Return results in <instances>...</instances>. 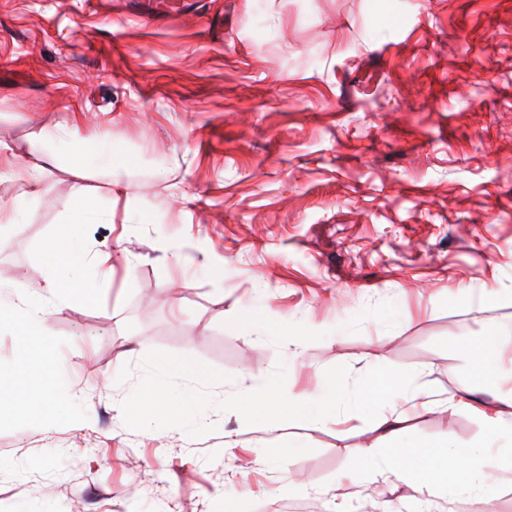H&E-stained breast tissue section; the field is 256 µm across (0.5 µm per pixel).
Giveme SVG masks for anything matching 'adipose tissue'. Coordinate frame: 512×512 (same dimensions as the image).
I'll return each instance as SVG.
<instances>
[{
    "instance_id": "1",
    "label": "adipose tissue",
    "mask_w": 512,
    "mask_h": 512,
    "mask_svg": "<svg viewBox=\"0 0 512 512\" xmlns=\"http://www.w3.org/2000/svg\"><path fill=\"white\" fill-rule=\"evenodd\" d=\"M114 155L110 139L102 138L86 150H70L67 156L57 157L56 163L74 175L85 171L112 166ZM111 211L102 209L97 197L84 185H74L70 198L64 204L60 225L53 237L47 240L41 252L46 282L59 303L72 306L91 303L108 278V256L77 253L69 258L70 273H61L59 260L68 249V242L82 224H108ZM13 324L25 343L39 345L47 340L44 310L39 299L26 288L15 291L14 298H0V324ZM415 368L389 369L376 365L365 378L360 389L350 395L356 408L370 409L372 405L391 398L398 384L410 378L421 377ZM51 372L35 373L25 366H18L13 375L0 374V394L14 402L32 399L44 402L43 419L55 425L61 415L48 390L53 385ZM410 413L391 409L377 417L374 427L380 432L378 442L363 448L354 465L352 486L385 482L396 478L412 484L424 498L461 499L474 505L491 508L494 495L486 479L501 467L497 451L499 439L512 434V396L498 398L495 405L477 409L484 433L480 440L461 445L454 437H445L424 451L421 464H414L415 450L404 443Z\"/></svg>"
}]
</instances>
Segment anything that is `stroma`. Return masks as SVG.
Segmentation results:
<instances>
[{"mask_svg": "<svg viewBox=\"0 0 512 512\" xmlns=\"http://www.w3.org/2000/svg\"><path fill=\"white\" fill-rule=\"evenodd\" d=\"M196 3L155 22L136 0H0V143L25 160L44 126L116 158L84 177L112 223L72 242L112 256L95 302L58 303L40 263L70 174L36 173L29 224L0 229V281L44 291L50 334L41 356L0 327V369L53 367L64 414L0 409V512H266L297 481L308 512H396L410 484L339 481L371 420L269 435L216 404L280 361L287 393L319 399L369 351L433 392L512 391V0ZM494 328L498 367L476 376L459 341ZM152 349L230 375L214 431L124 425ZM409 434L483 426L435 409Z\"/></svg>", "mask_w": 512, "mask_h": 512, "instance_id": "35a3bbf8", "label": "stroma"}]
</instances>
